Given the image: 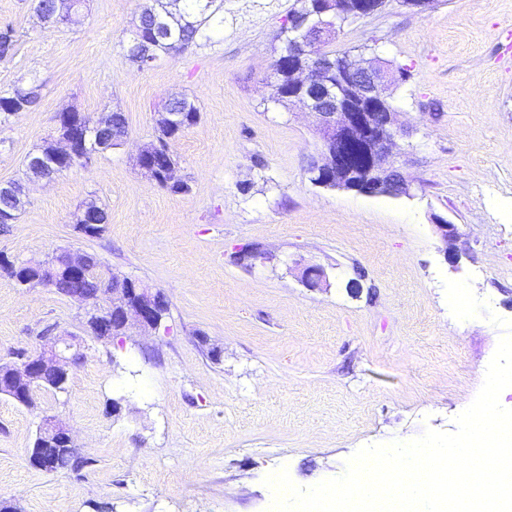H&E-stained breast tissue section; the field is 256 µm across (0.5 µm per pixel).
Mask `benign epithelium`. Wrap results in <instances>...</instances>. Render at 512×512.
<instances>
[{
  "mask_svg": "<svg viewBox=\"0 0 512 512\" xmlns=\"http://www.w3.org/2000/svg\"><path fill=\"white\" fill-rule=\"evenodd\" d=\"M326 3L319 17L288 16V30L293 37L283 47L271 66L270 78H288V99H294L310 109L317 121L326 149V162L317 169L313 182L322 187L355 190L373 195L375 187L394 183L406 191L405 179L389 160L390 149L399 135L397 113L388 109L387 91L394 75L384 63L374 59L356 61L345 54L334 60L322 53H310L307 32L318 30L329 36L348 21V6L344 0H322ZM111 122L106 116L96 123L81 122L78 130L60 135L49 144L45 155H30L26 167L41 170L59 167L58 161L72 153L75 139L87 140L89 133ZM116 277L104 288L102 298L91 302L84 293L73 290L69 296L85 302V318L94 320L105 330L113 310L122 312L121 329L146 331L155 329L162 317L154 305V292L141 288H120ZM47 347L37 354L25 356L20 362L0 364V391L15 380L30 383L27 396L19 400L24 406L34 405L38 380L43 376L67 378L63 365L80 359L78 339L70 336H48ZM40 433L61 437L70 449H75L65 425L47 418Z\"/></svg>",
  "mask_w": 512,
  "mask_h": 512,
  "instance_id": "1",
  "label": "benign epithelium"
}]
</instances>
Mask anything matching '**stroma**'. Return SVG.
Returning a JSON list of instances; mask_svg holds the SVG:
<instances>
[{
	"instance_id": "35a3bbf8",
	"label": "stroma",
	"mask_w": 512,
	"mask_h": 512,
	"mask_svg": "<svg viewBox=\"0 0 512 512\" xmlns=\"http://www.w3.org/2000/svg\"><path fill=\"white\" fill-rule=\"evenodd\" d=\"M149 2L87 0L78 24L47 29L33 0H0L16 34L0 91L41 87L0 124V183L25 188L0 254L93 253L168 301L155 330L104 341L84 335L77 301L0 274V363L39 351L48 326L83 338L65 392L40 391L33 409L0 395V498L20 512H268L275 466L310 487L363 446L453 430L503 331L489 315L457 320L444 280L470 279L512 321V0H385L329 43L406 73L389 89L400 196L312 182L314 119L273 103L269 79L295 0H224L210 39L142 68L125 45ZM174 97L200 109L170 143L186 193L136 163ZM66 110L124 113L126 143L48 182L26 176ZM91 201L107 216L95 237L75 227ZM252 246L262 258L237 263ZM302 266L324 270L322 288L304 287ZM48 417L69 427L81 472L30 464Z\"/></svg>"
}]
</instances>
